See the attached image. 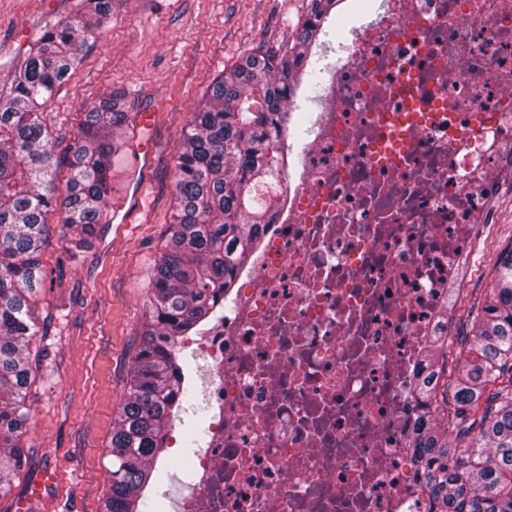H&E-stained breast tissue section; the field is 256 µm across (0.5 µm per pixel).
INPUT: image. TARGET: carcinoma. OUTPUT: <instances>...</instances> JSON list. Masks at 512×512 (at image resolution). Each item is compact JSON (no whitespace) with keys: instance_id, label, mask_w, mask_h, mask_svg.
Wrapping results in <instances>:
<instances>
[{"instance_id":"obj_1","label":"carcinoma","mask_w":512,"mask_h":512,"mask_svg":"<svg viewBox=\"0 0 512 512\" xmlns=\"http://www.w3.org/2000/svg\"><path fill=\"white\" fill-rule=\"evenodd\" d=\"M339 0H314L296 44L281 55L251 53L218 75L184 130L175 165L174 224L154 266L144 335L112 431V468L104 512H140L152 462L174 416L186 410L184 362L174 340L221 306L241 257L269 223L256 190L278 168L277 142L296 95L294 79ZM112 11V0H87L83 16L45 31L0 103V495L23 464L20 436L28 419L31 300L42 281L49 214L77 235L105 217L111 157L126 137L120 98L93 104L66 156L59 193L50 132L40 109ZM474 343L444 342L425 365L414 447L432 512H512V245L495 265L492 286L472 322Z\"/></svg>"}]
</instances>
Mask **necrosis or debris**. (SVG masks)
Wrapping results in <instances>:
<instances>
[{
	"label": "necrosis or debris",
	"instance_id": "necrosis-or-debris-1",
	"mask_svg": "<svg viewBox=\"0 0 512 512\" xmlns=\"http://www.w3.org/2000/svg\"><path fill=\"white\" fill-rule=\"evenodd\" d=\"M223 314L176 350L203 404L175 512H431L416 389L512 175V0H351Z\"/></svg>",
	"mask_w": 512,
	"mask_h": 512
}]
</instances>
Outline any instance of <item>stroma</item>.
Segmentation results:
<instances>
[{
    "label": "stroma",
    "mask_w": 512,
    "mask_h": 512,
    "mask_svg": "<svg viewBox=\"0 0 512 512\" xmlns=\"http://www.w3.org/2000/svg\"><path fill=\"white\" fill-rule=\"evenodd\" d=\"M313 0H112V13L82 59L42 112L63 156L73 146L90 106L121 95L129 136L112 157L108 210L93 235L76 243L49 218L43 280L32 306L36 336L34 381L26 396L30 417L21 442L27 462L0 512H12L44 468L61 480L31 512H101L108 494L109 440L129 390L136 353L150 321L149 278L175 212L174 173L183 129L216 74L251 50L280 52L296 42ZM83 0H0V93L7 92L44 31L82 14ZM324 50L312 58V81L290 106L293 144L306 131L320 86L336 63L350 25L329 17ZM153 114L150 124L141 113ZM491 224L481 225L475 268L456 307L457 335L466 312L481 306L500 251L512 244V187H504ZM202 413L188 408L182 428L163 451L168 475L158 500L183 494L181 460L202 438Z\"/></svg>",
    "instance_id": "obj_1"
}]
</instances>
